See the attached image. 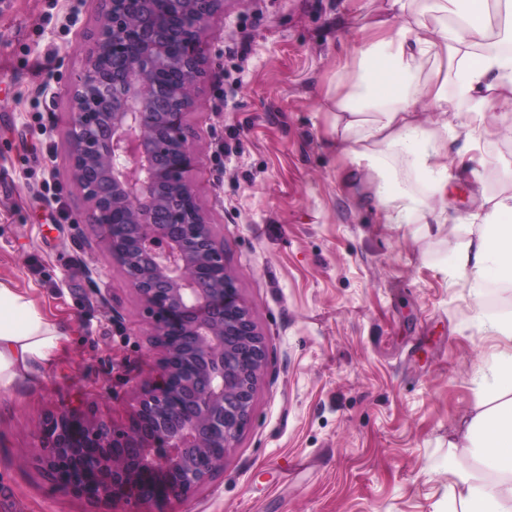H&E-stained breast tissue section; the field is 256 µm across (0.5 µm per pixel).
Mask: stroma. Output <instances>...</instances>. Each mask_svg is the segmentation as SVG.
<instances>
[{"label": "stroma", "mask_w": 512, "mask_h": 512, "mask_svg": "<svg viewBox=\"0 0 512 512\" xmlns=\"http://www.w3.org/2000/svg\"><path fill=\"white\" fill-rule=\"evenodd\" d=\"M105 0H10L0 10V282L30 292L65 333L55 359L0 396V512H122L60 491L34 447L67 407L122 428L161 357L143 305L71 165L70 83ZM381 0H223L201 33L199 105L185 116L198 205L264 339L251 421L224 470L141 512H445L448 441L483 393L474 378L506 346L455 279L458 239L380 224L336 184V82L353 33ZM512 118L485 114L488 162L452 183L512 193Z\"/></svg>", "instance_id": "obj_1"}]
</instances>
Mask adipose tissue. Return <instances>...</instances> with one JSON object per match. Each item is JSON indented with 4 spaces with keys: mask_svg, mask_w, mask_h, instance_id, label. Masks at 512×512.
<instances>
[{
    "mask_svg": "<svg viewBox=\"0 0 512 512\" xmlns=\"http://www.w3.org/2000/svg\"><path fill=\"white\" fill-rule=\"evenodd\" d=\"M352 60L320 97L333 113L337 175L355 199L371 196L383 224L452 225L468 240L452 253L462 281L512 288V194L477 190L473 209L448 205L452 178L483 164L487 105L512 111V0H384ZM468 105L465 122L442 115ZM434 113L425 119L421 107ZM420 193L404 187V179ZM64 337L26 292L0 284V395L51 359ZM485 399L465 419L460 452L475 474L459 478L448 512H512V350L481 369Z\"/></svg>",
    "mask_w": 512,
    "mask_h": 512,
    "instance_id": "adipose-tissue-1",
    "label": "adipose tissue"
}]
</instances>
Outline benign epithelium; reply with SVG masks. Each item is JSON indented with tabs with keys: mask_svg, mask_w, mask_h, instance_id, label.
Here are the masks:
<instances>
[{
	"mask_svg": "<svg viewBox=\"0 0 512 512\" xmlns=\"http://www.w3.org/2000/svg\"><path fill=\"white\" fill-rule=\"evenodd\" d=\"M222 4L109 0L72 81L74 176L163 357L129 426L61 408L41 423L36 448L62 491L118 501L125 512L185 497L224 470L265 361L253 313L187 180L200 33Z\"/></svg>",
	"mask_w": 512,
	"mask_h": 512,
	"instance_id": "1",
	"label": "benign epithelium"
}]
</instances>
